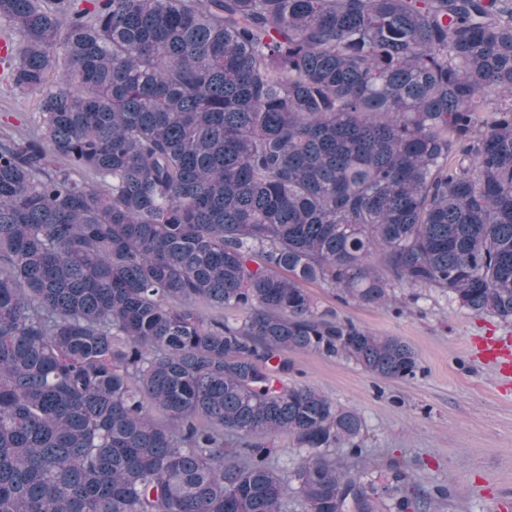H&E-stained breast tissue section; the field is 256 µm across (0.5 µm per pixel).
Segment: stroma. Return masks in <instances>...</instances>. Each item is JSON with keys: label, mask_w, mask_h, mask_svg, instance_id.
<instances>
[{"label": "stroma", "mask_w": 512, "mask_h": 512, "mask_svg": "<svg viewBox=\"0 0 512 512\" xmlns=\"http://www.w3.org/2000/svg\"><path fill=\"white\" fill-rule=\"evenodd\" d=\"M36 99L0 77V135L35 129ZM310 294L337 319L393 336L416 356L412 378L392 381L340 358L291 350L290 383L314 388L363 421L357 469L381 481L407 474L412 512H512V399L495 370L468 348L476 338L512 336V321L459 307L422 289L397 290L385 306L358 304L313 283Z\"/></svg>", "instance_id": "35a3bbf8"}]
</instances>
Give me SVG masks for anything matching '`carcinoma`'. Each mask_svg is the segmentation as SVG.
Here are the masks:
<instances>
[{"mask_svg":"<svg viewBox=\"0 0 512 512\" xmlns=\"http://www.w3.org/2000/svg\"><path fill=\"white\" fill-rule=\"evenodd\" d=\"M0 512H407L285 353L430 288L512 320V0H0ZM201 302L231 311L207 318ZM287 434L282 468L255 442ZM37 100L28 94L16 91L0 76V135L24 137L35 130L33 112Z\"/></svg>","mask_w":512,"mask_h":512,"instance_id":"cac0c4a2","label":"carcinoma"}]
</instances>
